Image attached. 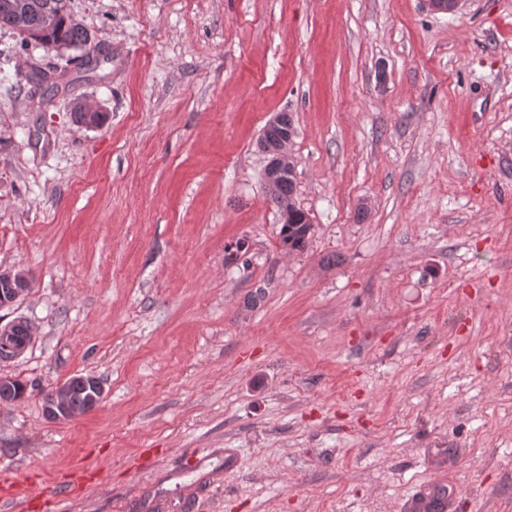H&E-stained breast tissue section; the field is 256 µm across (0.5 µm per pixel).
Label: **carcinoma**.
Masks as SVG:
<instances>
[{"label": "carcinoma", "mask_w": 512, "mask_h": 512, "mask_svg": "<svg viewBox=\"0 0 512 512\" xmlns=\"http://www.w3.org/2000/svg\"><path fill=\"white\" fill-rule=\"evenodd\" d=\"M8 27L23 41L39 35L38 42L46 47L56 44L68 48L83 49L88 42L87 31L75 20L69 10V0H0V28ZM295 132L291 117L286 112L278 115V125L266 128L259 139V148L265 150L275 145L280 133ZM295 186L294 168L281 171L266 188L272 201L280 211L283 224L280 241L288 251H303L311 237L313 225L308 223L309 215L297 207L293 192ZM27 395V383L20 379L0 387V402H18ZM90 390L82 379L71 382L70 408L73 415L87 413Z\"/></svg>", "instance_id": "carcinoma-1"}]
</instances>
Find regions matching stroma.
<instances>
[{
  "label": "stroma",
  "mask_w": 512,
  "mask_h": 512,
  "mask_svg": "<svg viewBox=\"0 0 512 512\" xmlns=\"http://www.w3.org/2000/svg\"><path fill=\"white\" fill-rule=\"evenodd\" d=\"M86 71L0 28V469L66 512H512V0H70ZM66 68L43 96L33 66ZM105 123L76 125V105ZM296 133L280 242L258 147ZM244 243L250 259L228 257ZM104 385L67 422L39 388ZM277 116H278V120H279L278 125L273 127L277 123V117L274 116L268 122V127H272V128L268 129L267 125H266L263 130V133L259 139V148L262 150V152L265 149H267L269 147H273L275 145V143L278 141L280 133H282L284 131H288V132L295 134L294 124H293L291 117L288 115V113L281 112ZM13 325V326H12ZM30 325L23 320L12 321L8 325H0V360H10L16 358L17 355H22L30 343L33 342L34 336H30ZM16 336L17 341L26 343L27 337L30 336V343H27L19 348H15L14 351L11 348L5 346H13V336ZM12 381L10 376L0 375V402H18L24 399L27 395V383L14 378ZM10 384V385H9ZM454 494L442 482H428L419 485L409 496L406 512H450L454 501L448 498Z\"/></svg>",
  "instance_id": "obj_1"
}]
</instances>
